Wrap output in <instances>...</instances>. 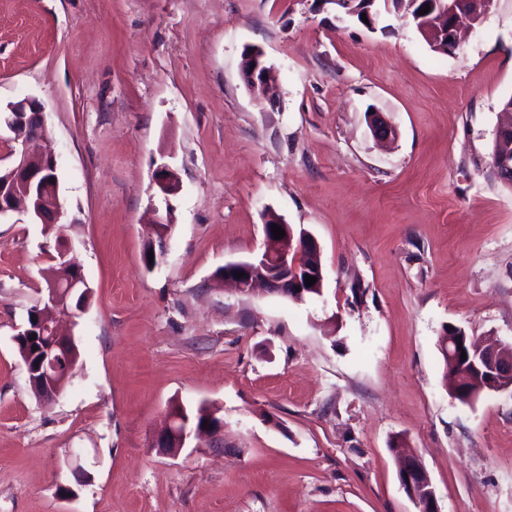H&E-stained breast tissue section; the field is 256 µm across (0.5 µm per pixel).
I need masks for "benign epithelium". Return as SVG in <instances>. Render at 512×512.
<instances>
[{
    "mask_svg": "<svg viewBox=\"0 0 512 512\" xmlns=\"http://www.w3.org/2000/svg\"><path fill=\"white\" fill-rule=\"evenodd\" d=\"M348 15L365 16L372 20L371 7L376 0H330ZM407 3L411 16L418 21V28L428 44L439 52H452L458 47L460 19L471 23L479 22L490 10L494 0H395ZM431 4L432 13L421 15L418 10ZM242 74L250 92L259 99H274L271 66L263 51L258 47L246 50ZM0 122L14 133V139L21 149L15 153L13 164L6 169L5 183L0 186V216L8 213H22L39 224H59L64 216V204L60 196L57 164L49 154L37 153L30 149L44 132V107L34 99L10 103L0 110ZM367 123L373 136L387 140L396 135L394 127L379 112L367 113ZM164 196L165 208L154 209L151 242L153 265L158 267L166 252L167 239L173 227L172 207L169 197L179 189V178L169 168L160 167L154 179ZM278 225L285 236L274 239L272 225ZM265 250L250 260L224 264V279L235 283L242 293L251 292L261 285L268 292L302 301L311 295L314 286H306L304 276L317 278L315 286L323 282L321 249L315 237L305 232L294 235L293 227L281 218L271 215L264 224ZM59 256L68 268V293L82 289L84 277L80 269L72 267L68 251L62 249ZM243 277L236 278V273ZM60 317L51 313L40 318L38 336L46 341L38 365L25 363L29 382L43 398L57 397L68 380L70 365L65 363L73 338L58 332ZM481 354L489 378L495 381V391L512 392V343L473 345ZM166 430L159 436L158 447L176 453L193 435L207 433L217 438L223 435L224 422L214 420L205 427H199L182 415L171 413ZM399 479L405 494L413 501L418 512H440L438 499L430 477L420 459L415 455L398 457Z\"/></svg>",
    "mask_w": 512,
    "mask_h": 512,
    "instance_id": "obj_1",
    "label": "benign epithelium"
}]
</instances>
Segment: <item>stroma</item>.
I'll return each mask as SVG.
<instances>
[{"mask_svg": "<svg viewBox=\"0 0 512 512\" xmlns=\"http://www.w3.org/2000/svg\"><path fill=\"white\" fill-rule=\"evenodd\" d=\"M378 12L369 27L330 0H0V105H43L65 210L59 239L0 218V512H417L397 436L441 512H512V395L459 402L438 346L448 326L512 343V189L491 160L512 0L449 54ZM252 46L274 102L242 80ZM162 164L180 189L150 270ZM271 214L317 239L322 295L217 278L262 251ZM61 242L91 296L61 324L79 359L45 401L13 338ZM178 405L213 410L223 443L157 448ZM77 450L98 463L67 500Z\"/></svg>", "mask_w": 512, "mask_h": 512, "instance_id": "stroma-1", "label": "stroma"}]
</instances>
